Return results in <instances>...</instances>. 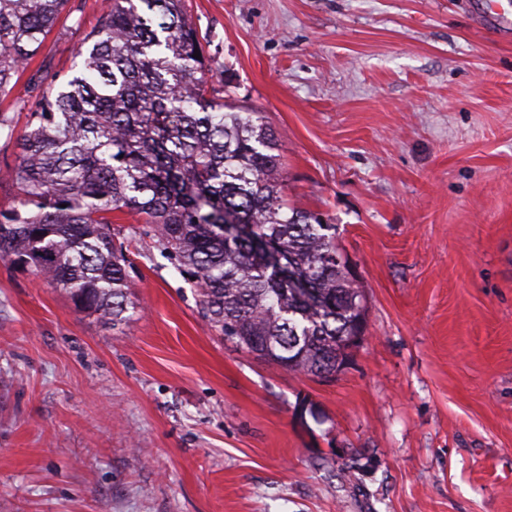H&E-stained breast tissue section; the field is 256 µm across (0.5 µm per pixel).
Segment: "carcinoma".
Wrapping results in <instances>:
<instances>
[{
  "label": "carcinoma",
  "mask_w": 512,
  "mask_h": 512,
  "mask_svg": "<svg viewBox=\"0 0 512 512\" xmlns=\"http://www.w3.org/2000/svg\"><path fill=\"white\" fill-rule=\"evenodd\" d=\"M69 0H0V97L39 53ZM183 0H103L77 71L49 86L11 171L0 260L27 266L75 308L126 320L132 263L112 213L139 216L195 287L225 341L289 372L333 376L350 354L364 294L336 225L283 202L277 138L257 112L207 95L206 58Z\"/></svg>",
  "instance_id": "cac0c4a2"
}]
</instances>
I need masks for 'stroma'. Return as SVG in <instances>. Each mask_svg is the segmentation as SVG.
Returning <instances> with one entry per match:
<instances>
[{
  "label": "stroma",
  "mask_w": 512,
  "mask_h": 512,
  "mask_svg": "<svg viewBox=\"0 0 512 512\" xmlns=\"http://www.w3.org/2000/svg\"><path fill=\"white\" fill-rule=\"evenodd\" d=\"M477 0H185L210 86L335 225L363 343L322 381L225 345L131 240L119 325L0 260V512H512V37ZM101 0L30 71L66 78ZM42 96L0 112L23 133Z\"/></svg>",
  "instance_id": "obj_1"
}]
</instances>
